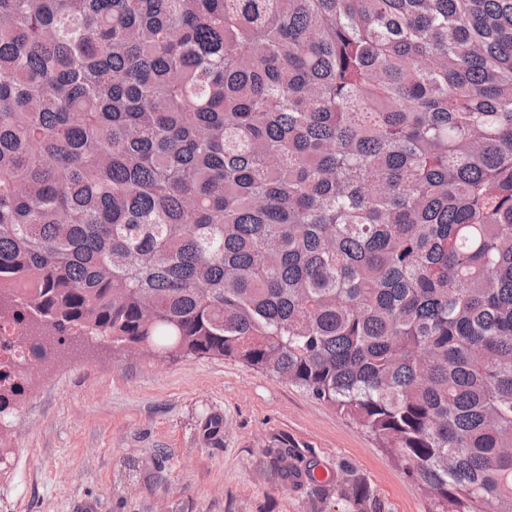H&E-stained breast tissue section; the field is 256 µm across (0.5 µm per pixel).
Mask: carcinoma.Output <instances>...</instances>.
<instances>
[{
    "mask_svg": "<svg viewBox=\"0 0 512 512\" xmlns=\"http://www.w3.org/2000/svg\"><path fill=\"white\" fill-rule=\"evenodd\" d=\"M0 320L240 362L512 512V0H0Z\"/></svg>",
    "mask_w": 512,
    "mask_h": 512,
    "instance_id": "1",
    "label": "carcinoma"
}]
</instances>
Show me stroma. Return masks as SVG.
Wrapping results in <instances>:
<instances>
[{"label":"stroma","mask_w":512,"mask_h":512,"mask_svg":"<svg viewBox=\"0 0 512 512\" xmlns=\"http://www.w3.org/2000/svg\"><path fill=\"white\" fill-rule=\"evenodd\" d=\"M0 443V512L430 510L372 436L229 359L72 347L31 373Z\"/></svg>","instance_id":"stroma-1"}]
</instances>
